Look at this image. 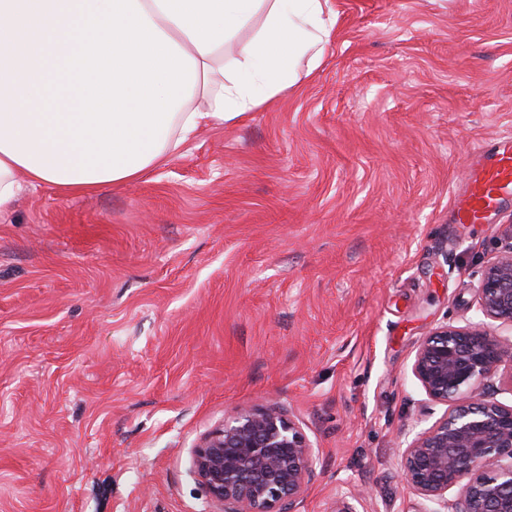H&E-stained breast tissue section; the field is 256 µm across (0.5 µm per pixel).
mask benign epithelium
Wrapping results in <instances>:
<instances>
[{
  "label": "benign epithelium",
  "mask_w": 512,
  "mask_h": 512,
  "mask_svg": "<svg viewBox=\"0 0 512 512\" xmlns=\"http://www.w3.org/2000/svg\"><path fill=\"white\" fill-rule=\"evenodd\" d=\"M478 310L512 325V244L485 268ZM502 367L512 369V341L480 327L446 323L418 345L412 374L430 401L448 406L402 454L403 479L434 505L424 512H512V405L476 392ZM315 464L302 423L277 401L228 409L191 454V472L224 512H294ZM453 487L461 511L448 500Z\"/></svg>",
  "instance_id": "benign-epithelium-1"
}]
</instances>
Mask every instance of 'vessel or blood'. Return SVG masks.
Returning <instances> with one entry per match:
<instances>
[{
    "label": "vessel or blood",
    "mask_w": 512,
    "mask_h": 512,
    "mask_svg": "<svg viewBox=\"0 0 512 512\" xmlns=\"http://www.w3.org/2000/svg\"><path fill=\"white\" fill-rule=\"evenodd\" d=\"M512 198V142L482 151L468 170L466 189L455 202V221L479 224Z\"/></svg>",
    "instance_id": "vessel-or-blood-1"
}]
</instances>
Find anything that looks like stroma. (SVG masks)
Returning a JSON list of instances; mask_svg holds the SVG:
<instances>
[{
	"mask_svg": "<svg viewBox=\"0 0 512 512\" xmlns=\"http://www.w3.org/2000/svg\"><path fill=\"white\" fill-rule=\"evenodd\" d=\"M322 67L200 129L143 180L24 190L0 214V512H222L190 471L230 406L282 403L318 450L297 512H422L411 374L512 243L453 205L512 137V0H334Z\"/></svg>",
	"mask_w": 512,
	"mask_h": 512,
	"instance_id": "obj_1",
	"label": "stroma"
}]
</instances>
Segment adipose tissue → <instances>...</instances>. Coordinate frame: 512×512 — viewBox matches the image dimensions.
I'll return each instance as SVG.
<instances>
[{"label": "adipose tissue", "instance_id": "ef3b65f1", "mask_svg": "<svg viewBox=\"0 0 512 512\" xmlns=\"http://www.w3.org/2000/svg\"><path fill=\"white\" fill-rule=\"evenodd\" d=\"M333 0H0V212L143 179L299 85Z\"/></svg>", "mask_w": 512, "mask_h": 512}]
</instances>
